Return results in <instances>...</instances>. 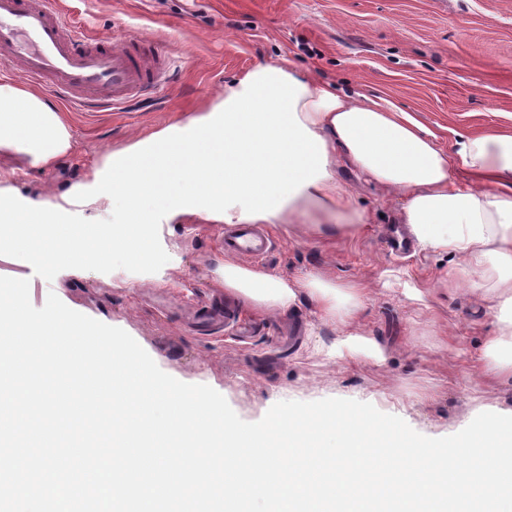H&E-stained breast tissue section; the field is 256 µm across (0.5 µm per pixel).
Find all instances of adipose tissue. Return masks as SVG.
Wrapping results in <instances>:
<instances>
[{
    "instance_id": "ef3b65f1",
    "label": "adipose tissue",
    "mask_w": 512,
    "mask_h": 512,
    "mask_svg": "<svg viewBox=\"0 0 512 512\" xmlns=\"http://www.w3.org/2000/svg\"><path fill=\"white\" fill-rule=\"evenodd\" d=\"M72 147L61 112L39 92L0 81V176L16 173L20 160L51 168ZM342 163L399 200L416 248L447 256L449 292L465 288L494 319L485 376L512 379V134L460 136L450 155L409 113L296 72L284 58L255 65L210 110L132 142L89 185L72 186L73 197L87 189L110 202L127 194L138 229L136 237L116 234L99 250L80 247L65 258L82 268L102 252L144 255L151 233L149 215L135 202L141 192L167 200L174 220L194 214L217 223L283 224L296 214L309 218L312 231L328 221L355 237L367 216L336 181ZM63 211L31 199L16 214L1 208L0 223L31 227L28 254L43 262L42 244ZM216 273L225 292L280 315L307 301L321 320L345 323L365 307L362 289L323 277L288 278L231 258Z\"/></svg>"
}]
</instances>
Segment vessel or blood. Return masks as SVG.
<instances>
[{
	"label": "vessel or blood",
	"mask_w": 512,
	"mask_h": 512,
	"mask_svg": "<svg viewBox=\"0 0 512 512\" xmlns=\"http://www.w3.org/2000/svg\"><path fill=\"white\" fill-rule=\"evenodd\" d=\"M0 63L76 111L121 106L157 92L173 76L152 41L88 36L66 19L57 0H0ZM223 244L225 253L253 262L277 247L259 224L225 226Z\"/></svg>",
	"instance_id": "obj_1"
}]
</instances>
